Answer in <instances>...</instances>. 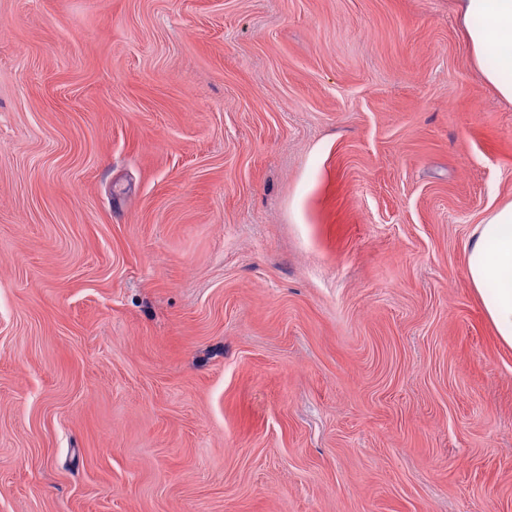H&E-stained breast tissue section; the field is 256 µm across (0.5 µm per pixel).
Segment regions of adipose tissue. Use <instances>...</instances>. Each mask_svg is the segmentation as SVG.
Wrapping results in <instances>:
<instances>
[{
	"label": "adipose tissue",
	"instance_id": "obj_1",
	"mask_svg": "<svg viewBox=\"0 0 512 512\" xmlns=\"http://www.w3.org/2000/svg\"><path fill=\"white\" fill-rule=\"evenodd\" d=\"M482 79L512 102V0H458ZM494 66H486V57ZM471 287L502 345L512 348V201L492 209L466 249Z\"/></svg>",
	"mask_w": 512,
	"mask_h": 512
}]
</instances>
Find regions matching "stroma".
I'll list each match as a JSON object with an SVG mask.
<instances>
[{
	"instance_id": "1",
	"label": "stroma",
	"mask_w": 512,
	"mask_h": 512,
	"mask_svg": "<svg viewBox=\"0 0 512 512\" xmlns=\"http://www.w3.org/2000/svg\"><path fill=\"white\" fill-rule=\"evenodd\" d=\"M510 200L455 0H0V512H512ZM466 266L495 335L512 348V201L489 211L478 225Z\"/></svg>"
}]
</instances>
